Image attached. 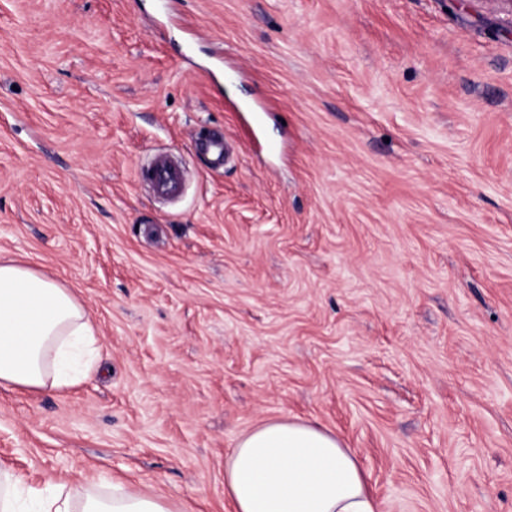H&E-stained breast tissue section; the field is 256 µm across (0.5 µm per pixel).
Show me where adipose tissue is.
<instances>
[{
  "mask_svg": "<svg viewBox=\"0 0 512 512\" xmlns=\"http://www.w3.org/2000/svg\"><path fill=\"white\" fill-rule=\"evenodd\" d=\"M96 326L68 289L27 264L0 259V386L74 385L95 357ZM231 512H378L367 477L335 433L283 417L240 433L224 459ZM0 512H175L160 496L113 486L111 495H48L0 479Z\"/></svg>",
  "mask_w": 512,
  "mask_h": 512,
  "instance_id": "obj_1",
  "label": "adipose tissue"
}]
</instances>
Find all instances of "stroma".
Listing matches in <instances>:
<instances>
[{"instance_id":"1","label":"stroma","mask_w":512,"mask_h":512,"mask_svg":"<svg viewBox=\"0 0 512 512\" xmlns=\"http://www.w3.org/2000/svg\"><path fill=\"white\" fill-rule=\"evenodd\" d=\"M156 3L0 0V257L97 325L0 387V475L231 512L235 436L299 417L380 512H512V5ZM192 147L206 154L215 167L227 164L233 155L227 142L220 137H208L198 141L193 140ZM150 173L149 182L162 193H171L177 190L181 175L180 171L170 164L168 160L159 156L148 165Z\"/></svg>"}]
</instances>
